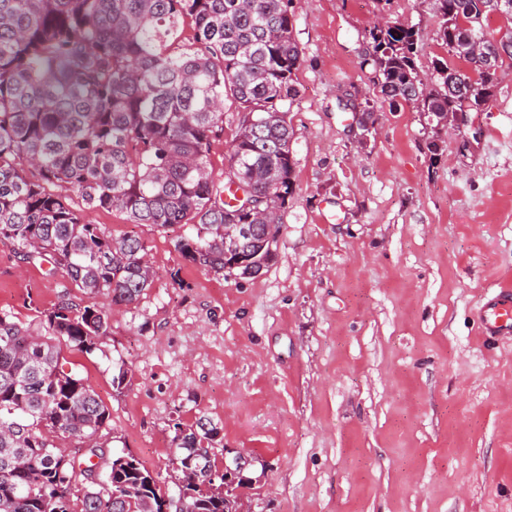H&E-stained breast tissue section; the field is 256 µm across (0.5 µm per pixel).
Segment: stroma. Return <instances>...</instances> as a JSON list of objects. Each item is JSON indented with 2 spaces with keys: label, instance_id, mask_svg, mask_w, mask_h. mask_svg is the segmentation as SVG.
Wrapping results in <instances>:
<instances>
[{
  "label": "stroma",
  "instance_id": "1",
  "mask_svg": "<svg viewBox=\"0 0 512 512\" xmlns=\"http://www.w3.org/2000/svg\"><path fill=\"white\" fill-rule=\"evenodd\" d=\"M301 93L293 192L259 276L201 271L182 233L88 210L144 241L146 295L111 307L100 350L65 357L107 406L109 451L168 481L172 425L205 416L243 453L247 512H512V338L475 313L512 284V67L440 152L411 104L390 107L363 59L377 16L419 32L415 65H456L435 0H294ZM371 132L359 141L361 119ZM65 276L0 243V310L38 327ZM124 361L129 380L112 383Z\"/></svg>",
  "mask_w": 512,
  "mask_h": 512
}]
</instances>
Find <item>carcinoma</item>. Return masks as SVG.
Listing matches in <instances>:
<instances>
[{
  "mask_svg": "<svg viewBox=\"0 0 512 512\" xmlns=\"http://www.w3.org/2000/svg\"><path fill=\"white\" fill-rule=\"evenodd\" d=\"M438 36L466 68L442 63L428 79L415 66L419 33L398 22L370 30L364 59L390 104L416 105L433 128L490 95L512 42L485 37L483 19L512 22V0H436ZM291 0H0V242L23 261L62 272L79 292L114 305L146 294L153 272L136 236L109 238L85 209L119 211L133 224L187 226L176 250L224 278V229L277 224L293 192V130L285 103L302 51ZM194 29L184 44L185 25ZM484 39L483 51L473 40ZM241 113L228 175L210 169L222 105ZM243 198H238L237 192ZM45 333L0 312V512H226L211 449L221 426L176 422L171 463L190 471L171 494L131 453L105 474L100 430L107 408L63 352L92 353L109 312L61 300ZM69 440L76 458L56 443ZM81 484L80 509L70 498Z\"/></svg>",
  "mask_w": 512,
  "mask_h": 512,
  "instance_id": "cac0c4a2",
  "label": "carcinoma"
}]
</instances>
